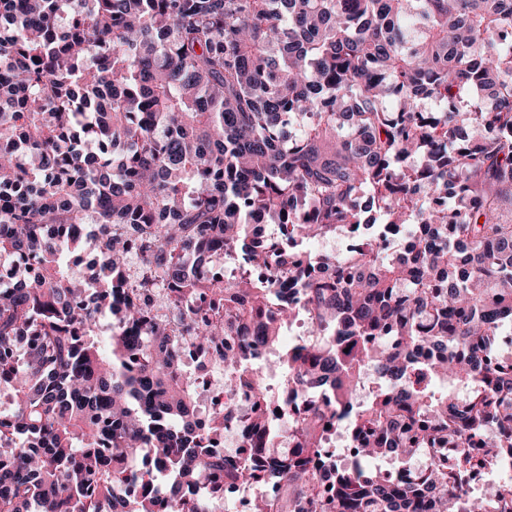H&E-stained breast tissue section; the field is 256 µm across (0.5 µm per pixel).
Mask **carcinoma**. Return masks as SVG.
I'll use <instances>...</instances> for the list:
<instances>
[{
  "label": "carcinoma",
  "instance_id": "obj_1",
  "mask_svg": "<svg viewBox=\"0 0 512 512\" xmlns=\"http://www.w3.org/2000/svg\"><path fill=\"white\" fill-rule=\"evenodd\" d=\"M349 227V256L305 249ZM510 324L512 0H0V512L268 480L258 512H512V478L464 486L512 462ZM187 346L251 392L247 457L214 450ZM266 351L325 400L291 450ZM328 425L365 466L325 459L326 491ZM434 446L453 468L367 465ZM438 450V451H436ZM455 454L454 448H424L419 456L414 460L413 464L407 466H393L389 463L383 471L387 477L393 479L397 483H403L407 479L417 476L431 461L433 456L448 457V465L452 464Z\"/></svg>",
  "mask_w": 512,
  "mask_h": 512
}]
</instances>
